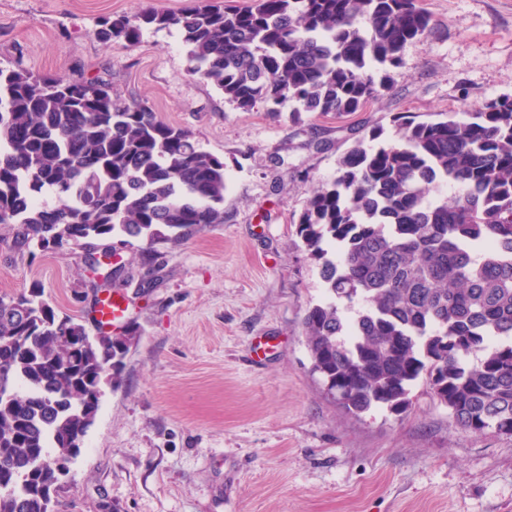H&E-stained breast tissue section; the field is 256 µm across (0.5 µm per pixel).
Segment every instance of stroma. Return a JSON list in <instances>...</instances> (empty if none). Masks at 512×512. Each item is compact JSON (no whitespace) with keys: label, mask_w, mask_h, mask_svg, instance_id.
Here are the masks:
<instances>
[{"label":"stroma","mask_w":512,"mask_h":512,"mask_svg":"<svg viewBox=\"0 0 512 512\" xmlns=\"http://www.w3.org/2000/svg\"><path fill=\"white\" fill-rule=\"evenodd\" d=\"M199 0H0V66L104 79L224 162V221L180 245L123 237L36 255L0 224V297L41 285L60 312L94 327L115 293L137 327L123 381L100 408L62 480L56 512H512V437L474 434L425 380L401 412L353 414L311 371L302 320L328 298L296 234L312 181L372 127L512 97V0H421L438 28L409 42L391 89L339 118L236 109L188 75L176 30L101 43L106 17L180 13ZM111 252L129 281H96L88 251ZM151 281L143 290L139 281Z\"/></svg>","instance_id":"1"}]
</instances>
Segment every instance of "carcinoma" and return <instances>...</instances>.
I'll use <instances>...</instances> for the list:
<instances>
[{"mask_svg":"<svg viewBox=\"0 0 512 512\" xmlns=\"http://www.w3.org/2000/svg\"><path fill=\"white\" fill-rule=\"evenodd\" d=\"M171 27L188 74L240 109L263 102L278 117L292 101L298 117L377 99L389 90L377 71L437 24L420 0H253L108 17L96 35L131 45ZM399 128L394 143L376 129L355 140L299 216L330 294L303 318L311 371L355 414L404 409L423 377L463 429L512 436V343H497L512 336V98ZM226 189L221 159L108 82L0 67V224L22 226L21 247L178 244L224 223ZM43 295L0 297V512H53L136 334L92 335Z\"/></svg>","mask_w":512,"mask_h":512,"instance_id":"cac0c4a2","label":"carcinoma"}]
</instances>
